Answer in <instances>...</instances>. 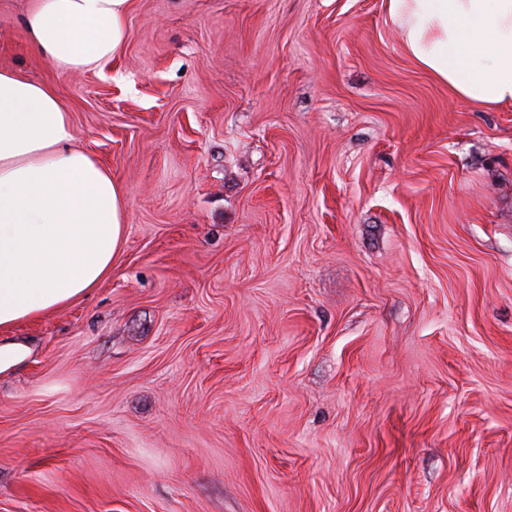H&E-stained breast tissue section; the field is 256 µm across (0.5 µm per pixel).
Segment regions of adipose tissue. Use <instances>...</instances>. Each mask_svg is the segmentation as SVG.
I'll return each instance as SVG.
<instances>
[{
	"instance_id": "1",
	"label": "adipose tissue",
	"mask_w": 512,
	"mask_h": 512,
	"mask_svg": "<svg viewBox=\"0 0 512 512\" xmlns=\"http://www.w3.org/2000/svg\"><path fill=\"white\" fill-rule=\"evenodd\" d=\"M406 54L458 98L512 107V0H384ZM131 0H28L33 50L66 72L98 68L126 39ZM54 90L0 68V377L35 352L12 335L72 304L112 272L126 190L73 145Z\"/></svg>"
}]
</instances>
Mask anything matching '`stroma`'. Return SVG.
I'll return each instance as SVG.
<instances>
[{"label": "stroma", "mask_w": 512, "mask_h": 512, "mask_svg": "<svg viewBox=\"0 0 512 512\" xmlns=\"http://www.w3.org/2000/svg\"><path fill=\"white\" fill-rule=\"evenodd\" d=\"M50 85L126 190L112 273L23 322L0 512H512V107L383 0H132Z\"/></svg>", "instance_id": "1"}]
</instances>
